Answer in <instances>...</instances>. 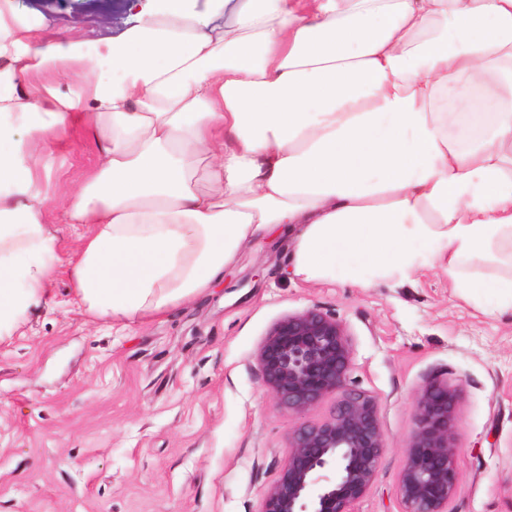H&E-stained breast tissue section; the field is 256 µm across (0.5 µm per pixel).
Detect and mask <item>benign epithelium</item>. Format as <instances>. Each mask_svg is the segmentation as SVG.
<instances>
[{
	"instance_id": "benign-epithelium-1",
	"label": "benign epithelium",
	"mask_w": 512,
	"mask_h": 512,
	"mask_svg": "<svg viewBox=\"0 0 512 512\" xmlns=\"http://www.w3.org/2000/svg\"><path fill=\"white\" fill-rule=\"evenodd\" d=\"M258 361L271 394L291 413L339 394L326 419L294 431L261 512H351L371 488L386 444L376 400L346 388L352 346L344 327L315 308L291 314L272 327ZM457 399V390L440 381L417 395L416 429L398 485L401 512H448L458 486Z\"/></svg>"
}]
</instances>
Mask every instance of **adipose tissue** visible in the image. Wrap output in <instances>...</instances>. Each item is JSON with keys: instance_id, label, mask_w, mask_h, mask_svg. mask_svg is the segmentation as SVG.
<instances>
[{"instance_id": "ef3b65f1", "label": "adipose tissue", "mask_w": 512, "mask_h": 512, "mask_svg": "<svg viewBox=\"0 0 512 512\" xmlns=\"http://www.w3.org/2000/svg\"><path fill=\"white\" fill-rule=\"evenodd\" d=\"M129 7L120 34L53 39L0 0V334L50 292L57 211L92 227L76 297L118 322L205 293L285 226L294 278L436 269L512 309V0ZM73 126L100 154L59 198L47 148Z\"/></svg>"}]
</instances>
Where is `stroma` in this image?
<instances>
[{
  "label": "stroma",
  "instance_id": "35a3bbf8",
  "mask_svg": "<svg viewBox=\"0 0 512 512\" xmlns=\"http://www.w3.org/2000/svg\"><path fill=\"white\" fill-rule=\"evenodd\" d=\"M49 33L126 29L127 0H19ZM75 129L54 144L50 184L76 188L98 161ZM50 295L0 338V512H260L289 440L326 419L267 391L258 351L273 325L308 308L336 318L352 345L347 385L375 398L387 448L352 512H400L398 482L433 381L458 391L448 512H512V310L493 316L440 272L359 288L289 275L288 232L257 237L211 293L148 322L122 325L79 306L70 262L91 227L55 224Z\"/></svg>",
  "mask_w": 512,
  "mask_h": 512
}]
</instances>
